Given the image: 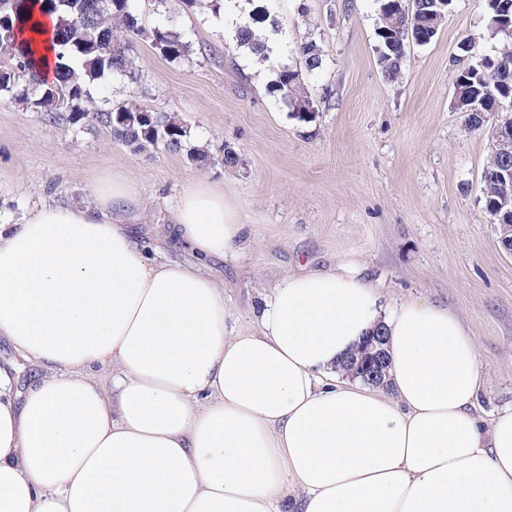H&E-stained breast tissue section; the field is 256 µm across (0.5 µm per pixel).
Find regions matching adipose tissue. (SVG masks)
<instances>
[{
    "label": "adipose tissue",
    "mask_w": 512,
    "mask_h": 512,
    "mask_svg": "<svg viewBox=\"0 0 512 512\" xmlns=\"http://www.w3.org/2000/svg\"><path fill=\"white\" fill-rule=\"evenodd\" d=\"M128 177L0 220V512H512V408L484 422L468 329L448 307L382 314L355 261L279 280L228 333L224 290L148 256ZM172 238L238 262L223 189L187 182ZM385 328L387 380L340 370ZM14 364L20 372V383L19 388L24 390L26 385L35 377V374L39 372V368L17 355L12 349L9 342L1 337L0 338V365Z\"/></svg>",
    "instance_id": "obj_1"
}]
</instances>
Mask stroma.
<instances>
[{"mask_svg": "<svg viewBox=\"0 0 512 512\" xmlns=\"http://www.w3.org/2000/svg\"><path fill=\"white\" fill-rule=\"evenodd\" d=\"M146 32L181 28L196 51L173 63L138 37L134 61L144 104L180 115L192 142L207 148L199 167L160 150L135 153L106 131L74 133L66 114L41 113L0 98V218H18L42 198L88 201L94 182L122 174L143 211L133 229L149 253L187 260L170 236L183 184L223 187L249 227L243 257L211 261L224 288L228 330L250 326L263 295L289 274L330 270L357 259L380 290L383 310L412 301L448 305L475 338L485 419L512 407V255L503 252L483 206L487 130L470 128L454 106L452 74L468 62L463 42L496 55L483 0H453L436 37L410 44L397 77L378 58L379 0H270L281 39L276 61L296 64L301 44L322 53L303 73L316 113L293 118L257 81L255 63L231 38L233 23L180 0H138ZM239 155L224 165V149Z\"/></svg>", "mask_w": 512, "mask_h": 512, "instance_id": "1", "label": "stroma"}]
</instances>
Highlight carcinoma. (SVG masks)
<instances>
[{"label":"carcinoma","mask_w":512,"mask_h":512,"mask_svg":"<svg viewBox=\"0 0 512 512\" xmlns=\"http://www.w3.org/2000/svg\"><path fill=\"white\" fill-rule=\"evenodd\" d=\"M187 9L205 8L218 15L224 11V0H182ZM382 0L379 29L394 39L403 37L406 30L426 23L451 8L442 0H412L406 7L399 2L386 7ZM57 17L51 35L55 58L52 79L44 80L38 74L40 60L31 47L19 41L18 34L30 23L32 9ZM4 30L14 44V57L10 63L0 65V96H7L24 104L51 120L59 112L69 113V122L79 129L108 131L113 141L125 145L134 153L150 148L169 153H185L186 158L203 167L207 164L206 151L190 143V129L179 116L158 112L139 103L142 93V76L134 64L132 41L144 33L136 0H18L14 9L4 12ZM267 16L261 5L241 19L236 26L233 41L236 47L251 45L261 58H266L264 45L257 42L255 29ZM502 36L503 44L497 55H474L467 65L457 69L469 81L467 89L492 88L497 83L498 67L512 68V33L491 31ZM152 45L159 54L170 61L187 57L191 44L183 32L163 24L150 33ZM298 53L305 69L312 73L321 67L322 57L316 43L302 44ZM404 56L393 52L386 42H381L379 61L388 77H396L401 70ZM118 78L131 89L130 100L116 109L106 106L95 95L97 85L109 78ZM268 92L282 102L288 110L310 99L301 80V71L285 63L277 71L276 79ZM503 190L490 185L482 193L484 210L493 224H512V211L500 207ZM367 342L343 362L342 370L348 376L370 383L364 370Z\"/></svg>","instance_id":"carcinoma-1"}]
</instances>
